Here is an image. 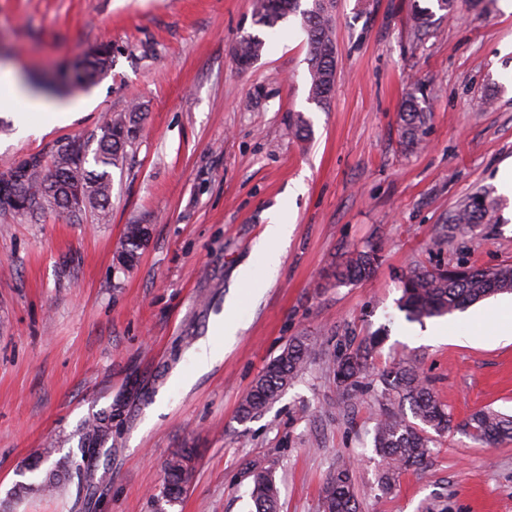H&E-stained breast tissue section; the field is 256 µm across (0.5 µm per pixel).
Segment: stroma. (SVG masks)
Returning <instances> with one entry per match:
<instances>
[{
  "mask_svg": "<svg viewBox=\"0 0 512 512\" xmlns=\"http://www.w3.org/2000/svg\"><path fill=\"white\" fill-rule=\"evenodd\" d=\"M426 4L434 22L419 30L410 0H330L338 61L320 108L308 99L300 17L255 25L253 0H0V68L14 77L54 81L65 62L112 44L96 86L54 91L86 101L72 122L22 138L0 116V176L91 136L131 102L146 112L112 171L108 223L0 212V501L33 454L78 453L85 422L114 416L92 463L94 496L71 481L13 512H159L164 463L185 448L193 477L168 512H250L256 467L272 474L280 512H321L340 458L353 463L360 512H512V441L483 447L456 432L380 492L378 405L369 391L349 396L326 362L381 331L372 373L412 355L455 419L512 411V341L493 324L511 294L421 324L397 307L414 266L512 263V197L498 185L512 164V12L462 2L451 19ZM247 34L266 48L242 70L233 49ZM417 85L431 120L424 148L410 151L399 112ZM299 113L312 129L304 141L289 133ZM475 194L496 202L492 220L434 248ZM277 213L293 231L272 276L257 246ZM130 224L152 231L123 269ZM374 242V276L337 283L347 254ZM228 317L241 324L229 347L217 334ZM437 326L447 335H429ZM296 336L316 358L261 416L240 420V400ZM204 341L220 355L201 372L193 353Z\"/></svg>",
  "mask_w": 512,
  "mask_h": 512,
  "instance_id": "35a3bbf8",
  "label": "stroma"
}]
</instances>
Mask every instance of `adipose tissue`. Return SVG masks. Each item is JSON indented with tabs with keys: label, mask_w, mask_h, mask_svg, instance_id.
Here are the masks:
<instances>
[{
	"label": "adipose tissue",
	"mask_w": 512,
	"mask_h": 512,
	"mask_svg": "<svg viewBox=\"0 0 512 512\" xmlns=\"http://www.w3.org/2000/svg\"><path fill=\"white\" fill-rule=\"evenodd\" d=\"M85 107L84 102L51 103L31 96L11 74H0V112L14 113L25 128H49L70 123Z\"/></svg>",
	"instance_id": "obj_1"
}]
</instances>
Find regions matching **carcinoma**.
I'll return each mask as SVG.
<instances>
[{"label": "carcinoma", "instance_id": "cac0c4a2", "mask_svg": "<svg viewBox=\"0 0 512 512\" xmlns=\"http://www.w3.org/2000/svg\"><path fill=\"white\" fill-rule=\"evenodd\" d=\"M410 9L419 28L431 24L433 11L413 0ZM301 15L307 34L309 98L317 106L330 97L337 67L336 43L328 15L326 0H312L311 7L300 9V0H256L254 21L268 28L290 15ZM266 42L256 35L241 37L234 49L238 66L246 69L254 64L265 49ZM112 68V45L101 43L61 70L84 86L94 85ZM425 96L411 93L402 106L403 142L409 148L421 144L428 115L422 102ZM144 122L138 106L113 115L90 142L63 140L51 150L50 161L32 158L0 179V210L14 211L37 222L48 212L71 215L70 201L82 199L83 213L106 222L110 217L112 198L111 169L122 165L127 147L131 146ZM291 133L299 140L311 135V127L303 114L291 123ZM494 211L493 203L483 195L462 201L450 216L445 234L447 240L471 232L487 222ZM150 236L147 224L127 225L119 263L131 265ZM376 244L350 253L337 274V282L353 283L370 278L380 262ZM512 291V264L484 268L476 264L448 262L434 267H413L401 280L399 308L406 319L422 321L462 310L491 296ZM381 339L366 337L353 352L328 358L337 382L347 390L360 385V379L371 364ZM315 351L303 337L286 345L266 367L238 406V418L250 420L260 415L303 372ZM371 391L378 397L379 420L374 433V448L383 468L379 476L382 491L395 485L401 473L418 469L428 463L434 452V436L460 431L481 445L512 441V415L487 407L471 413L456 423L429 387L415 359L403 358L372 380ZM112 435V414L98 415L85 426L80 455L67 457L57 470L45 472L38 484L21 483L15 489L19 500L32 491L55 493L62 479L84 480L89 469L88 458L99 453ZM193 449L173 454L165 464L166 482L162 499L172 507L179 502L190 482ZM250 499L255 512H278L277 488L264 471L253 473ZM322 512H358L352 490V464L341 459L323 489Z\"/></svg>", "mask_w": 512, "mask_h": 512}]
</instances>
